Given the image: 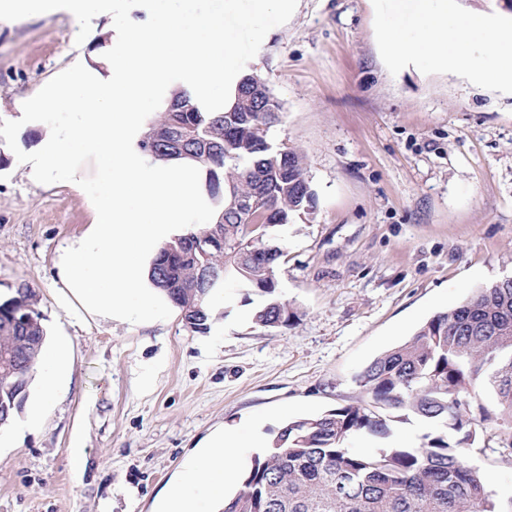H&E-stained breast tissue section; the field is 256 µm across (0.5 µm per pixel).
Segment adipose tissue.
Returning <instances> with one entry per match:
<instances>
[{"label":"adipose tissue","mask_w":512,"mask_h":512,"mask_svg":"<svg viewBox=\"0 0 512 512\" xmlns=\"http://www.w3.org/2000/svg\"><path fill=\"white\" fill-rule=\"evenodd\" d=\"M389 2L395 22L384 36V48L392 67L423 59L435 70L476 73L480 66L468 46L477 40L486 54L498 61L489 73L490 78L512 85V31L490 26L474 14L461 15L454 0ZM68 358L67 348L45 346L35 370L37 402L29 409L27 427L38 424L43 405L56 397ZM248 445V440L236 431L212 437L188 465L183 482L169 488L159 512H199L187 487L201 482L209 485L214 507H221L225 489L238 481L235 451Z\"/></svg>","instance_id":"1"}]
</instances>
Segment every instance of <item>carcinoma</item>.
<instances>
[{
  "mask_svg": "<svg viewBox=\"0 0 512 512\" xmlns=\"http://www.w3.org/2000/svg\"><path fill=\"white\" fill-rule=\"evenodd\" d=\"M252 78L240 89L230 112H201L185 91L149 119L138 146L152 158L184 157L206 169L205 191L213 220L194 225L166 242L152 261L151 282L181 314L192 332L207 333L224 321L211 297L232 285L264 297L252 313L264 330L286 328L298 313L277 294L276 270L284 256L272 230L310 215L317 193L307 176L305 156L270 139L281 104L271 90L247 107ZM181 148L168 151L164 141ZM207 233L222 243H201ZM218 277L211 279L208 271ZM35 320L26 332L4 329L17 311ZM47 337L36 293L16 289L0 301V355L28 350L20 382L9 388L0 377V403L26 388ZM356 381L368 400L288 422L269 448L254 459L242 489L224 499V512H503L488 476L455 452L445 435L429 436L419 448L350 447L359 434L384 439L391 433L387 410L449 425L473 441L470 388L482 383L493 393L504 430H512V279L496 280L458 306L438 312L413 336L363 368Z\"/></svg>",
  "mask_w": 512,
  "mask_h": 512,
  "instance_id": "carcinoma-1",
  "label": "carcinoma"
}]
</instances>
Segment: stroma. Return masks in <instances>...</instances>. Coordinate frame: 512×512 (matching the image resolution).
<instances>
[{"label":"stroma","mask_w":512,"mask_h":512,"mask_svg":"<svg viewBox=\"0 0 512 512\" xmlns=\"http://www.w3.org/2000/svg\"><path fill=\"white\" fill-rule=\"evenodd\" d=\"M387 0H298L262 46L257 76L281 103L271 131L306 157L315 214L278 237L285 329L255 327L258 294L233 293L223 323L188 330L179 312L133 324L74 317L59 304L57 263L91 220L87 196L41 184L27 164L0 169V299L34 290L48 342L70 348L67 376L39 425L0 447V512H157L198 447L235 428L270 440L289 421L363 398L356 375L435 313L512 277V87L425 61L392 70L379 43ZM65 13L0 23V122L112 30L84 42ZM414 415L386 439L416 447L438 432L488 473L512 505V464Z\"/></svg>","instance_id":"1"}]
</instances>
